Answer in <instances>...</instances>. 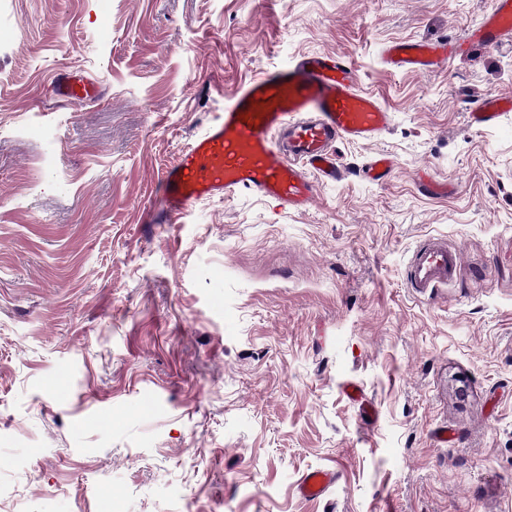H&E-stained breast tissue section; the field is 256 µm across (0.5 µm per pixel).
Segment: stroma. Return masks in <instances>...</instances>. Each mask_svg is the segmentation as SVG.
<instances>
[{
    "label": "stroma",
    "mask_w": 512,
    "mask_h": 512,
    "mask_svg": "<svg viewBox=\"0 0 512 512\" xmlns=\"http://www.w3.org/2000/svg\"><path fill=\"white\" fill-rule=\"evenodd\" d=\"M488 6L0 0V512H512V115L467 122L512 96V39L434 72L383 61ZM311 53L392 113L338 144L349 176L301 212L169 215L161 169ZM74 73L95 98L52 95ZM380 153L376 185L357 171ZM430 237L461 265L428 298L405 269ZM511 111L512 99L510 97L488 96L475 103L468 112V120L476 128L494 127ZM393 171V161L387 155L378 154L371 158L359 171L368 181L383 184ZM339 480L337 472L330 470H315L305 474L300 483V494L309 499L322 497L326 491Z\"/></svg>",
    "instance_id": "obj_1"
}]
</instances>
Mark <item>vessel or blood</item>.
<instances>
[{
    "label": "vessel or blood",
    "mask_w": 512,
    "mask_h": 512,
    "mask_svg": "<svg viewBox=\"0 0 512 512\" xmlns=\"http://www.w3.org/2000/svg\"><path fill=\"white\" fill-rule=\"evenodd\" d=\"M510 37L512 0H490L488 10L462 36L394 42L384 62L397 71L431 72L471 48L493 49ZM53 93L82 99L91 87L68 78L58 81ZM511 111V98L488 96L475 103L468 120L477 128L494 127ZM391 121L377 96L359 90L351 62L328 53L301 55L244 84L225 104L223 117L180 152L161 176L167 206L177 214L203 199L249 193L291 210L307 209L321 186L345 177L337 144L376 140ZM392 171L391 158L379 154L361 174L381 184ZM460 264L459 254L445 241L431 238L414 251L406 280L417 293L431 296L453 280ZM338 479L337 472L315 470L302 477L299 491L316 499Z\"/></svg>",
    "instance_id": "vessel-or-blood-1"
}]
</instances>
